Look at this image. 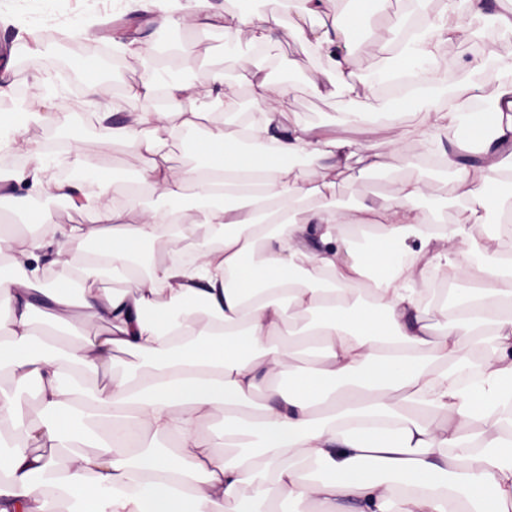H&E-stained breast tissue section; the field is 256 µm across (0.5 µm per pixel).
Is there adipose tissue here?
I'll return each instance as SVG.
<instances>
[{"label":"adipose tissue","mask_w":512,"mask_h":512,"mask_svg":"<svg viewBox=\"0 0 512 512\" xmlns=\"http://www.w3.org/2000/svg\"><path fill=\"white\" fill-rule=\"evenodd\" d=\"M223 13L211 0H0V23L28 37L33 57L43 31L86 35L102 13L154 15L162 29L221 32L219 51L248 56L237 80L207 70L196 81L148 68L128 89L131 109L110 123V103L98 88L100 65L76 56L86 104L97 117L103 145H137L146 165L123 173L83 158L81 127L63 113V98L40 66L30 72L42 89V109L18 108L0 119V151L19 155L17 170L0 168V188L14 183L34 193H77L88 221L55 224L44 214V237L17 238L0 226V257L17 274L0 278V376L16 388L32 383L50 416L30 420L15 392L0 393V512H177L171 486L188 483V512H226L246 492L278 493L319 505L320 512H512V272L494 266L503 235L512 236V18L487 15L484 0H406L402 31L388 29L364 43L373 78L354 68L363 14L331 15L333 0H279L287 23L262 12L261 0H231ZM482 33L488 48L463 60L494 85L493 98L450 90L442 48ZM301 37L315 60L305 91L315 98L346 96L344 123L360 130L367 99L389 88L395 148L410 132L408 112L426 110L424 139L452 171L451 194L465 216L419 209L420 180L402 178L371 206L336 210L327 199L335 174L351 162L381 164L377 145L300 120L283 123L280 104L294 88L295 64L282 60L286 37ZM254 106L247 123L228 130L241 109L240 89ZM194 114L171 123L183 102ZM210 119L199 130L197 116ZM41 122L40 141L24 128ZM464 125L480 164L467 165L443 148L448 129ZM266 141L273 156L257 160ZM180 150L192 165L172 166ZM309 156L304 179L291 177L286 159ZM189 198L191 219L178 204ZM499 223L477 239L474 224ZM181 231L192 246L170 250L149 273L140 271L143 242ZM100 243L128 275L120 291L94 288L72 248ZM260 259H252L256 244ZM485 279L448 297L435 331L419 313L432 271ZM54 288L38 292L41 271ZM376 275L371 301L355 302L354 286ZM42 303H33L35 294ZM199 306L203 321L182 317ZM387 316L379 323L373 314ZM49 311L55 328L41 353L30 347L35 323ZM305 315L309 324L299 325ZM81 321L101 330L71 344L61 329ZM474 344L461 353L458 328ZM145 354L149 369L121 366L117 353ZM298 378L280 390L270 380ZM267 387L264 403L250 397ZM224 408L221 433L202 432L215 405ZM491 424L496 436L482 427ZM171 440L170 450L141 451L143 437Z\"/></svg>","instance_id":"adipose-tissue-1"}]
</instances>
